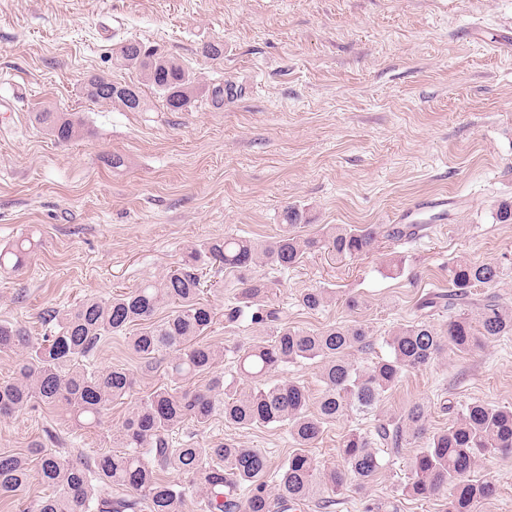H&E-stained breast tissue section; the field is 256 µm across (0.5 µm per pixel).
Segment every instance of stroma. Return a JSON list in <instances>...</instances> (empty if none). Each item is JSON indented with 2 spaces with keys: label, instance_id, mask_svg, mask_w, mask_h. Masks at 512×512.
Listing matches in <instances>:
<instances>
[{
  "label": "stroma",
  "instance_id": "obj_1",
  "mask_svg": "<svg viewBox=\"0 0 512 512\" xmlns=\"http://www.w3.org/2000/svg\"><path fill=\"white\" fill-rule=\"evenodd\" d=\"M128 39L176 58L201 86L231 84L232 94L221 107L201 97L178 112L150 90L144 112L89 101L91 76L139 81L113 58ZM215 41L224 55L213 60L203 48ZM0 99L21 106L0 125V249L35 243L19 272L0 274V321L26 325L32 341L43 334V309L157 279L193 244L269 239L288 205L305 212L303 234L315 237L334 224L392 223L419 199L448 200L446 223L407 242L379 241L348 264L315 252L279 275L257 267L278 278L288 325L356 320L387 356L384 336L414 320L418 298L447 289L448 264L459 259L498 261L500 282L473 299L512 307V224L494 217L512 200V0H0ZM45 107L78 113L87 135L55 142L32 118ZM392 259L400 272L389 271ZM210 275L221 288L204 295L216 312L205 340L223 348L218 369L229 378L235 348L255 329L224 321L238 275ZM311 288L333 289L328 306L299 305ZM352 296L363 301L355 311ZM90 363L127 368L138 393L165 381L119 336ZM422 399L434 431L474 400L512 407V336L445 353L406 373L376 412L326 425L311 450L317 465L336 468L349 430L372 431ZM126 410L112 404L82 435L59 409L22 410L0 422V453L38 441L64 459L110 449ZM175 435L206 447L232 439L265 451L274 467L292 450L284 428L238 429L219 416ZM415 451H383L378 475L338 492L330 512H445V498L402 492ZM475 475L497 486L479 512H512V459L483 457Z\"/></svg>",
  "mask_w": 512,
  "mask_h": 512
}]
</instances>
